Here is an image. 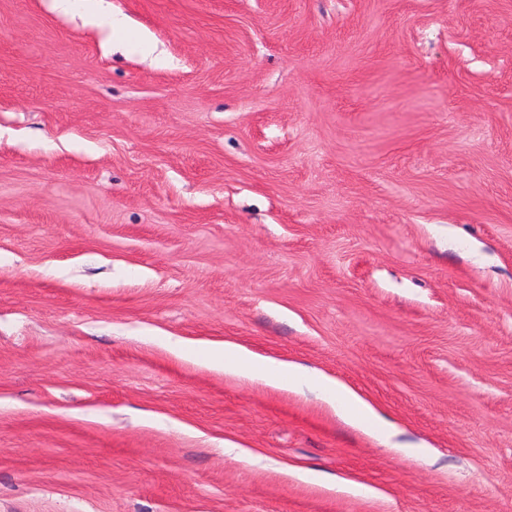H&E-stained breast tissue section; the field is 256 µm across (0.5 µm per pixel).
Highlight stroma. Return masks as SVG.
<instances>
[{
	"label": "stroma",
	"instance_id": "35a3bbf8",
	"mask_svg": "<svg viewBox=\"0 0 512 512\" xmlns=\"http://www.w3.org/2000/svg\"><path fill=\"white\" fill-rule=\"evenodd\" d=\"M0 512H512V0H0ZM228 370L258 378L277 389L307 387L319 391L334 411L337 410L354 424L386 433L384 421L370 403L332 378L309 375L300 365L269 362L235 344L225 343L224 371Z\"/></svg>",
	"mask_w": 512,
	"mask_h": 512
}]
</instances>
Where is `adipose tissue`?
<instances>
[{"instance_id":"1","label":"adipose tissue","mask_w":512,"mask_h":512,"mask_svg":"<svg viewBox=\"0 0 512 512\" xmlns=\"http://www.w3.org/2000/svg\"><path fill=\"white\" fill-rule=\"evenodd\" d=\"M225 369L263 380L277 389L307 387L323 394L326 402L354 424L376 432L385 426L376 409L343 384L324 375H309L300 365L275 363L228 343L224 346Z\"/></svg>"}]
</instances>
